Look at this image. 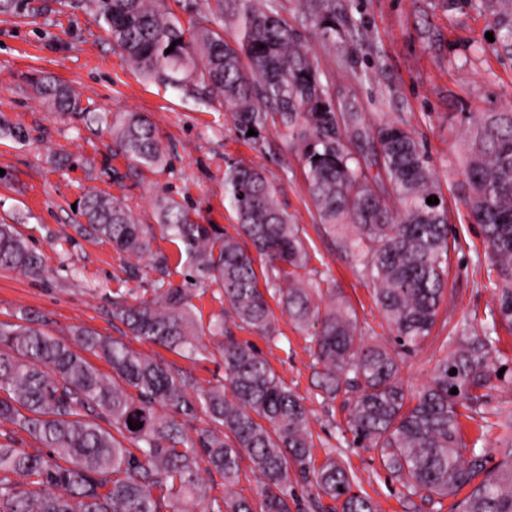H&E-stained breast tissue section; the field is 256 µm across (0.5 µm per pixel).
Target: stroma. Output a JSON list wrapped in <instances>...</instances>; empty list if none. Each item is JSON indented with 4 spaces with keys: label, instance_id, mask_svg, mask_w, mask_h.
<instances>
[{
    "label": "stroma",
    "instance_id": "35a3bbf8",
    "mask_svg": "<svg viewBox=\"0 0 512 512\" xmlns=\"http://www.w3.org/2000/svg\"><path fill=\"white\" fill-rule=\"evenodd\" d=\"M350 16L360 49L319 52L323 69L336 77V93L369 123L407 124L428 149L455 238L449 257L448 290L432 337L399 362L405 387L424 386L446 351V336L465 325L480 332L495 307L497 272L463 201L461 110L512 112V60L499 56L486 34L488 15L469 0H352ZM50 77L75 88L83 104L98 111L141 112L156 124L169 147L165 169L114 184L101 176L106 129L49 110L27 81ZM0 124L22 128L26 141L0 135V223L11 224L42 254L47 272L30 278L0 270V321L24 311L45 321L47 332L64 342L88 328L119 336L112 318V293L150 295L152 283L125 271L111 242L79 234L83 219L72 206L88 187L127 198L142 223L155 224L154 200L164 189L201 224L234 234L237 220L224 198V161L231 158L263 168L276 184L293 222L304 229L320 277H333L336 290L353 306L366 342L392 344L387 323L373 300L372 285L359 276L340 241L320 224L308 196L303 166L285 134L269 131L262 150L244 143L222 105L184 97L149 85L113 48L94 15L53 7L36 20L0 16ZM276 339L249 330L239 339L253 343L281 381L303 396L311 411L316 462L334 453L356 474L355 492L370 496L378 512H449V500L433 503L411 496L379 463L370 448L354 443L343 398L325 401L312 384L310 331L288 315L275 316ZM492 359L504 374L480 410L488 423L512 415V330L500 327ZM204 352L184 359L166 348L129 338L130 347L191 373L197 387L223 383L224 364Z\"/></svg>",
    "mask_w": 512,
    "mask_h": 512
}]
</instances>
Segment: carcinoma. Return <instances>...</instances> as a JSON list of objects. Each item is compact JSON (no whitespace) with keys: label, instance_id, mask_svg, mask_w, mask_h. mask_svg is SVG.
Wrapping results in <instances>:
<instances>
[{"label":"carcinoma","instance_id":"carcinoma-1","mask_svg":"<svg viewBox=\"0 0 512 512\" xmlns=\"http://www.w3.org/2000/svg\"><path fill=\"white\" fill-rule=\"evenodd\" d=\"M49 0H0V16L37 17ZM492 15L497 49L512 58V0H470ZM102 21L126 62L145 79L185 96L217 100L241 139L257 148L265 132L288 133L303 165L320 223L341 238L360 275L373 284L395 347L364 342L354 309L334 283L304 274L311 256L298 225L277 200L264 171L225 161L224 195L236 214L238 237L192 220L171 193L155 198L161 234L180 243L190 284L217 286L225 311L197 326L193 289L166 281L170 258L153 252L155 228L142 224L126 200L89 191L80 202V233L112 241L117 253L150 257L160 275L152 297L112 294V318L131 335L191 359L203 333L216 340L224 383L197 390L188 375L144 357L121 338L79 328L60 342L22 314L0 322V512H291V475L318 494L342 501V512H377L353 491L355 475L333 452L315 466L310 413L304 398L278 378L262 352L226 326L275 333L269 299L310 336L316 387L325 399L353 394V440L372 448L408 494L457 497L451 512H512V455L489 467L484 450L462 439L463 411L478 412L492 389L490 352L499 324L512 328V112H465V204L479 224L502 283L497 312L482 334L451 337L452 351L435 365L421 391L398 378L397 357L428 339L448 284V212L424 145L405 124L372 127L336 96L302 30L321 42L345 44L356 25L338 0H196L188 25L166 0H66ZM237 31L224 38V27ZM173 48L168 53L166 49ZM31 86L56 111L103 126L112 138L104 157L121 154L129 172L107 167L122 183L137 170L166 163V148L140 112L111 115L82 105L67 84L37 78ZM258 132L248 135L249 129ZM0 268L40 277V255L13 225L0 224ZM265 288H260L259 277ZM326 288H321V284ZM329 295L322 303L318 298ZM104 359L100 371L85 354ZM457 374H450V370ZM458 394H451L452 389ZM205 418L204 426L193 427ZM142 424L132 430L128 420ZM194 434H189V429ZM26 433L39 447H17ZM260 477L261 501L232 494L242 462ZM224 491L213 493L215 478Z\"/></svg>","mask_w":512,"mask_h":512}]
</instances>
